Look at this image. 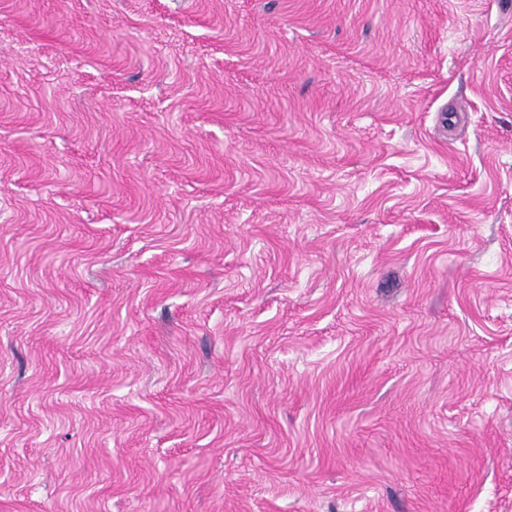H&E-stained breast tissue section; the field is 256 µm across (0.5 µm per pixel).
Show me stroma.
<instances>
[{
	"mask_svg": "<svg viewBox=\"0 0 512 512\" xmlns=\"http://www.w3.org/2000/svg\"><path fill=\"white\" fill-rule=\"evenodd\" d=\"M0 512H512V0H0Z\"/></svg>",
	"mask_w": 512,
	"mask_h": 512,
	"instance_id": "35a3bbf8",
	"label": "stroma"
}]
</instances>
